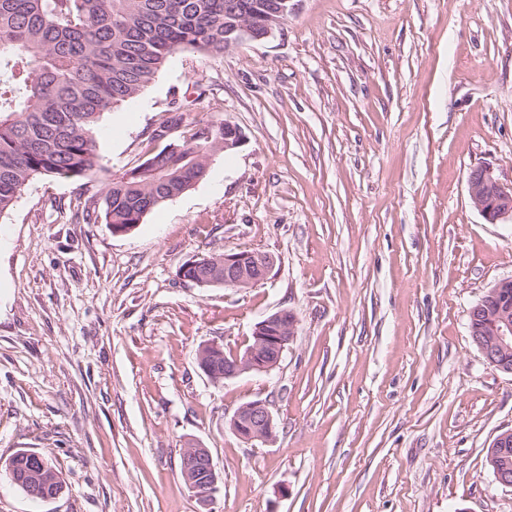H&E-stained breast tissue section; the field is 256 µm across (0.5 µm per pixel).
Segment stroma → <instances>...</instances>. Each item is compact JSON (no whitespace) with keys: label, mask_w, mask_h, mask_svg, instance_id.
Wrapping results in <instances>:
<instances>
[{"label":"stroma","mask_w":512,"mask_h":512,"mask_svg":"<svg viewBox=\"0 0 512 512\" xmlns=\"http://www.w3.org/2000/svg\"><path fill=\"white\" fill-rule=\"evenodd\" d=\"M244 144L124 235L76 222V182L32 180L0 216V512H200L180 469L209 449L215 512H512L488 464L512 373L469 311L512 278V223L466 178L512 183V0H298L273 35L182 52L96 133L109 174L139 162L172 94ZM278 262L244 290L183 282L197 255ZM298 319L280 366L219 383L201 345ZM268 400L276 437L230 429ZM48 455L35 501L5 472ZM467 177L471 204L487 223L512 220V184L500 182L486 166L471 169ZM29 452L37 453L40 456L41 464L46 467V472H48L49 476L53 480V483H52L53 488L48 493H52V491L54 489L62 490L63 489V483H62V481H61V479L59 477V473H58V471H57V469H56V467L54 465V462L52 461V459L50 457H48V456H46L45 454H42V453H38V452H35V451H31V450H18V451H16L8 459V461L5 462V470H6V472L8 473V468H9L10 465L16 467L15 468L16 472L26 468L29 465H35L36 464L39 467H41V464Z\"/></svg>","instance_id":"1"}]
</instances>
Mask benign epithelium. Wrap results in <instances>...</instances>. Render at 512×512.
Returning <instances> with one entry per match:
<instances>
[{"label":"benign epithelium","mask_w":512,"mask_h":512,"mask_svg":"<svg viewBox=\"0 0 512 512\" xmlns=\"http://www.w3.org/2000/svg\"><path fill=\"white\" fill-rule=\"evenodd\" d=\"M295 0H280L279 10L265 18L264 26L269 38L295 10ZM252 35L251 23L240 21L225 33L226 48L230 49ZM244 143L241 129L224 122V151H233ZM468 195L472 206L489 224H501L512 220V184H504L489 167L470 170L467 178ZM276 265V257L259 249H244L226 252L220 256H201L190 260L188 267L205 266L213 269L205 275L208 285L227 288H251L267 279ZM297 319L295 314L282 309L258 322L252 332L253 343L243 353L224 357V372L205 370L214 382L236 378L244 373H268L278 367L288 345L293 341ZM512 351V318L502 312L495 316L492 335L484 339L481 352L490 362ZM230 429L246 443H267L276 437V419L269 403L254 399L239 405L230 421ZM185 473L193 478L187 481V488L198 504L212 512L214 496L218 492L220 473L210 452L191 448L184 455Z\"/></svg>","instance_id":"obj_1"}]
</instances>
